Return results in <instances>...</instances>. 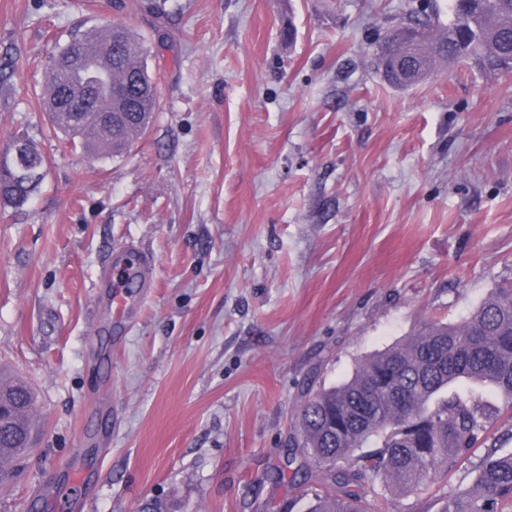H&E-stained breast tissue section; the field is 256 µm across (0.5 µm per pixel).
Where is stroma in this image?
<instances>
[{"label":"stroma","mask_w":512,"mask_h":512,"mask_svg":"<svg viewBox=\"0 0 512 512\" xmlns=\"http://www.w3.org/2000/svg\"><path fill=\"white\" fill-rule=\"evenodd\" d=\"M427 0H0V150L45 177L0 209V367L35 393L0 512H286L273 484L301 398L423 322L512 283V73L437 66L412 88L376 41ZM107 23L157 102L127 153L53 135L49 59ZM154 259L124 334L98 272ZM479 456L390 512H438ZM14 140V142L23 141L26 143L28 153L31 155L32 164L40 172L39 176L34 179H18L11 174L2 173L0 169V205L1 207L16 209L27 204L31 196L38 189L44 177L46 158L29 138L21 135L15 137Z\"/></svg>","instance_id":"obj_1"}]
</instances>
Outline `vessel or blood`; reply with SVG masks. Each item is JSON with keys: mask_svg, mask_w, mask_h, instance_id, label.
<instances>
[{"mask_svg": "<svg viewBox=\"0 0 512 512\" xmlns=\"http://www.w3.org/2000/svg\"><path fill=\"white\" fill-rule=\"evenodd\" d=\"M134 264L112 261L102 266L99 280L112 290L111 300L114 307L113 322L123 326L131 309V288H146L150 285L152 259L144 251H136Z\"/></svg>", "mask_w": 512, "mask_h": 512, "instance_id": "b4317fda", "label": "vessel or blood"}]
</instances>
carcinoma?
I'll return each instance as SVG.
<instances>
[{"label": "carcinoma", "mask_w": 512, "mask_h": 512, "mask_svg": "<svg viewBox=\"0 0 512 512\" xmlns=\"http://www.w3.org/2000/svg\"><path fill=\"white\" fill-rule=\"evenodd\" d=\"M415 36L431 59L459 66L474 64L488 72H512V0H448V23L422 10L411 18ZM103 40H119L110 53L111 67L94 62L101 44L89 33L74 35L57 51L53 105L45 109L52 127L78 142L91 155H121L146 131L155 106L152 77L141 45L120 25L99 28ZM405 38L388 36L377 50L384 79L404 89L412 81L394 80L387 72L390 52ZM122 113L106 123V110ZM39 176L18 179L0 172V205L21 208L38 189L46 158L21 135ZM468 381L490 388L512 405V287L492 288L461 324L427 322L405 341L364 360L345 383L305 398L296 412V433L289 440L285 469L309 482L318 473L325 491L314 493L306 512H388V499L375 490L380 483L407 494L456 471L475 450L487 452L473 484L450 494L439 512H506L512 507V452L488 444L493 415L448 387ZM34 395L14 378L0 388V485L11 482L31 447Z\"/></svg>", "instance_id": "cac0c4a2"}]
</instances>
